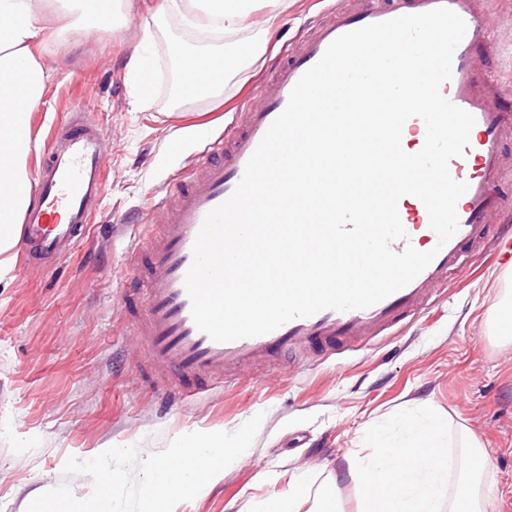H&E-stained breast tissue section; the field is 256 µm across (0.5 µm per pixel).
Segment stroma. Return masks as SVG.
<instances>
[{"mask_svg":"<svg viewBox=\"0 0 512 512\" xmlns=\"http://www.w3.org/2000/svg\"><path fill=\"white\" fill-rule=\"evenodd\" d=\"M322 8L321 0H288L260 60L245 75L227 76L218 95L194 100L177 95L170 47L195 39L171 18L136 14L120 30H77L41 51L50 78L30 118L28 173L37 174L50 133L78 109L105 137L106 191L85 241L56 267H27L17 255L0 279V512H27L64 483L74 497L89 496V477L64 474L68 458L115 445L147 455L189 432L236 430L259 413L250 448L174 512H255L259 499L287 491L300 473L314 490L334 494L339 512H356L360 484L347 461L366 455V429L420 406L481 442L498 512H512V342L499 340L492 322L495 305L512 292V268L500 264L498 229L467 251L421 313L360 350L315 362L276 357L171 407L163 385L138 371L141 346L126 315L135 290L128 247L139 230L120 221L147 217L155 192L172 189L198 160L203 140L180 145L177 132L200 126L208 137L223 134ZM483 21L491 40L476 66L491 101L512 113V0H488ZM146 23L156 33L147 47L155 84L152 98L140 101L124 62Z\"/></svg>","mask_w":512,"mask_h":512,"instance_id":"obj_1","label":"stroma"}]
</instances>
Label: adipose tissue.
I'll return each instance as SVG.
<instances>
[{
  "label": "adipose tissue",
  "mask_w": 512,
  "mask_h": 512,
  "mask_svg": "<svg viewBox=\"0 0 512 512\" xmlns=\"http://www.w3.org/2000/svg\"><path fill=\"white\" fill-rule=\"evenodd\" d=\"M286 0H266L262 25H253L256 0H148L150 16L178 19L199 44L172 47L179 72L178 93L184 99L205 97L223 89L224 79L245 72L264 52L266 35ZM130 0H0V269L17 243L16 225L29 204L26 161L29 116L42 99L48 74L36 54L72 29L80 16L87 29L126 25Z\"/></svg>",
  "instance_id": "adipose-tissue-1"
}]
</instances>
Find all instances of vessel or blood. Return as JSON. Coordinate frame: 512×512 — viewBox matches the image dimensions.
<instances>
[{"instance_id": "obj_1", "label": "vessel or blood", "mask_w": 512, "mask_h": 512, "mask_svg": "<svg viewBox=\"0 0 512 512\" xmlns=\"http://www.w3.org/2000/svg\"><path fill=\"white\" fill-rule=\"evenodd\" d=\"M441 5L456 12L466 24L465 36L453 54L452 76L442 85L441 93L475 118L467 147L448 163L451 177L468 185L456 205V234L446 244H439L422 201H399L398 213L408 238L395 241L393 250L400 252L409 245L421 252H437L409 285L366 309L324 310L263 335L213 341L195 326L184 284L206 215L231 196L249 158L285 109L293 87L333 40L370 24ZM489 38L479 0H357L353 9L334 0L324 19L297 40L286 60L260 86L259 104L249 107L242 121L225 130L222 138L206 143L198 168L153 205V212L164 216L160 235L146 234L144 250L133 251L130 257L146 299L144 313L130 320L148 360L141 371L162 373L168 403L203 390L208 383L226 382L239 370L267 361L276 353L302 351L310 357L327 358L336 351L391 335L428 304L449 273L460 267L466 248L475 246L483 231L497 225L507 211L499 187L505 141L512 137V116L500 112L484 95L482 76L474 63L477 46L487 44ZM425 136L421 118L405 122L403 144L423 147ZM105 183L101 131L82 119L70 121L54 135L53 149L22 216L18 243L26 259L57 258L65 247L80 242Z\"/></svg>"}]
</instances>
